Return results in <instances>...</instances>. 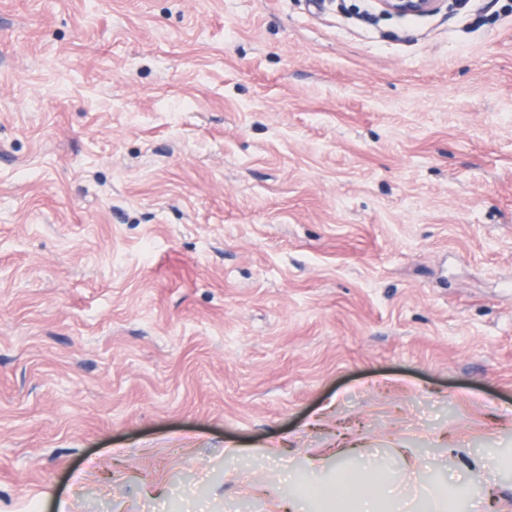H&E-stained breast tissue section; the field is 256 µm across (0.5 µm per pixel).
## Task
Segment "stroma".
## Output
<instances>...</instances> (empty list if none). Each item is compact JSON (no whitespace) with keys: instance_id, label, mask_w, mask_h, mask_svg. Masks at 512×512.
I'll list each match as a JSON object with an SVG mask.
<instances>
[{"instance_id":"35a3bbf8","label":"stroma","mask_w":512,"mask_h":512,"mask_svg":"<svg viewBox=\"0 0 512 512\" xmlns=\"http://www.w3.org/2000/svg\"><path fill=\"white\" fill-rule=\"evenodd\" d=\"M313 461L512 512V0H0V512ZM445 0H378L388 13L397 16H421L440 10Z\"/></svg>"}]
</instances>
